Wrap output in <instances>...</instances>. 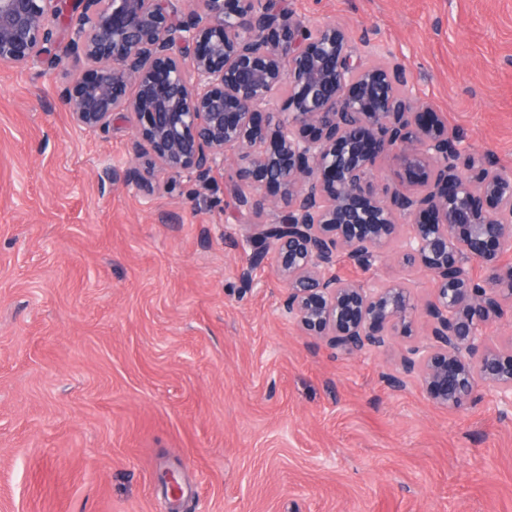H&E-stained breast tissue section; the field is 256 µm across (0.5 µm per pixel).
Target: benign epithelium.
<instances>
[{
  "mask_svg": "<svg viewBox=\"0 0 512 512\" xmlns=\"http://www.w3.org/2000/svg\"><path fill=\"white\" fill-rule=\"evenodd\" d=\"M268 3L0 0V68L75 59L60 97L81 129L129 123L127 185L154 193L161 175L203 178L233 162L238 208L269 219L240 279L273 257L303 334L354 355L415 335L423 306L430 331L402 349L394 386L416 375L435 405L463 412L482 382L512 409V349L488 336L512 305V267L499 261L512 250V173L465 150L398 68L355 56L345 27ZM62 17L70 38L57 54ZM384 158L396 181L377 189ZM402 223V263L434 281L426 302L398 281L337 275L341 252L374 266Z\"/></svg>",
  "mask_w": 512,
  "mask_h": 512,
  "instance_id": "1",
  "label": "benign epithelium"
}]
</instances>
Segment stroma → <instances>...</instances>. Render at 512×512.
<instances>
[{"mask_svg":"<svg viewBox=\"0 0 512 512\" xmlns=\"http://www.w3.org/2000/svg\"><path fill=\"white\" fill-rule=\"evenodd\" d=\"M405 71L468 150L512 169V0H287ZM63 61L0 69V512H512V416L459 413L400 341L357 355L303 335L238 210L235 168L151 194L123 181L124 122L77 129ZM401 224L345 279L434 282ZM175 474L180 498L167 493Z\"/></svg>","mask_w":512,"mask_h":512,"instance_id":"35a3bbf8","label":"stroma"}]
</instances>
